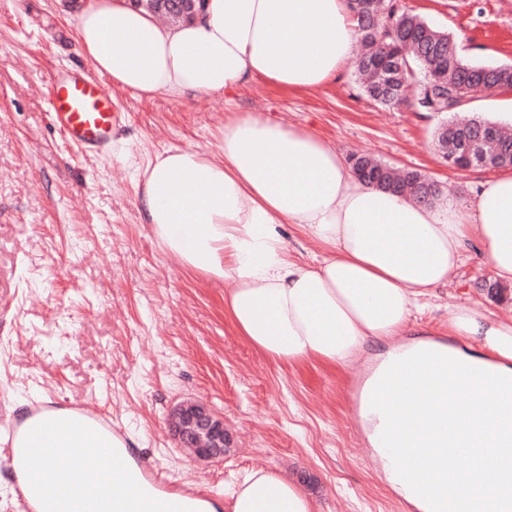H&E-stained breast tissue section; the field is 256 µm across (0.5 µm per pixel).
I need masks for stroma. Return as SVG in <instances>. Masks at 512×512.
<instances>
[{
    "mask_svg": "<svg viewBox=\"0 0 512 512\" xmlns=\"http://www.w3.org/2000/svg\"><path fill=\"white\" fill-rule=\"evenodd\" d=\"M89 2L0 0V412L91 405L179 480L224 492L265 467L296 481L315 512H412L361 440L351 391L366 356L284 366L254 350L224 315V282L182 266L145 224L137 170L170 145L217 153L225 118L245 112L309 127L345 156L416 169L461 198L488 169L448 167L433 145L439 114L382 109L348 69L312 93L261 81L190 101L118 90L126 119L111 149L84 155L54 127L48 88L56 71L91 70L76 42ZM404 2L454 33L468 60L512 65V0ZM492 282L468 250L415 329L446 336L463 304L512 317V301L488 296ZM187 397L223 416V461L195 460L172 436L169 411Z\"/></svg>",
    "mask_w": 512,
    "mask_h": 512,
    "instance_id": "35a3bbf8",
    "label": "stroma"
}]
</instances>
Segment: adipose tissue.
I'll use <instances>...</instances> for the list:
<instances>
[{
	"label": "adipose tissue",
	"mask_w": 512,
	"mask_h": 512,
	"mask_svg": "<svg viewBox=\"0 0 512 512\" xmlns=\"http://www.w3.org/2000/svg\"><path fill=\"white\" fill-rule=\"evenodd\" d=\"M351 0H208L195 19L157 22L127 0H91L78 17L77 41L93 69L113 87L142 97L188 99L262 79L290 92H310L336 78L357 43ZM219 151L172 146L138 172L147 223L182 265L224 280V312L246 342L276 363L347 364L372 342L408 336L409 322L434 288L459 268L468 241L496 280L512 284V175L482 179L473 195L446 192L422 206L367 185L351 163L314 131L261 115L229 118ZM318 241L320 259L297 258L284 225ZM464 348L410 338L404 355L433 352L467 373H489L482 387L465 376L460 431L477 440L481 468L459 471L477 502L512 504V475L486 481L500 463V439L512 435V404L498 383L512 381V320L471 306L448 326ZM388 485L416 512H429L412 489L418 475L401 471L405 448L377 445L369 412H361ZM224 512H314L287 475L251 469L224 496Z\"/></svg>",
	"instance_id": "obj_1"
}]
</instances>
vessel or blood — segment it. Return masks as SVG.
Here are the masks:
<instances>
[{
  "mask_svg": "<svg viewBox=\"0 0 512 512\" xmlns=\"http://www.w3.org/2000/svg\"><path fill=\"white\" fill-rule=\"evenodd\" d=\"M52 120L66 142L85 154L100 152L112 144V132L124 114L112 100L103 81L65 71L51 87ZM441 436L447 437V470L478 461L474 443L457 438L454 401L442 397ZM62 418L70 433L60 440L45 429L48 420ZM66 461L75 478L50 486L45 469ZM0 467L4 468L23 512H199V504L213 500V492L199 486L179 484L155 472L139 458L111 418L83 406L59 409L45 401L33 402L25 413L0 425ZM107 470L100 482L99 470ZM143 483L142 491L114 495V488ZM422 494L444 500L442 512H453L456 497L465 495L455 483L422 486Z\"/></svg>",
  "mask_w": 512,
  "mask_h": 512,
  "instance_id": "1",
  "label": "vessel or blood"
}]
</instances>
